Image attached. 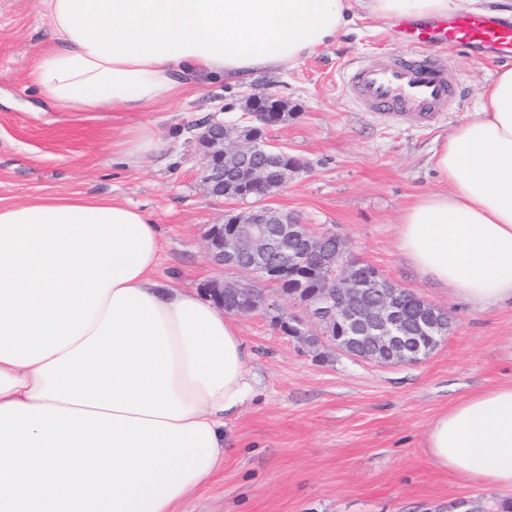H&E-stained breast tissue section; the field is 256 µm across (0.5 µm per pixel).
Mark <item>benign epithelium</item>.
<instances>
[{
  "label": "benign epithelium",
  "instance_id": "obj_1",
  "mask_svg": "<svg viewBox=\"0 0 512 512\" xmlns=\"http://www.w3.org/2000/svg\"><path fill=\"white\" fill-rule=\"evenodd\" d=\"M244 125L226 126L209 121L201 127L198 141L204 148L207 166L203 182L214 197L256 200L247 220L225 215L224 223L209 227L206 240L213 262L249 272L252 278L237 283L213 280L209 284L215 300L224 303V293L234 295L236 306L230 312L247 314L275 306L274 296L262 283H278L291 268H299V258L290 255L288 263L273 268L264 258L274 239L290 219L268 205L269 198L282 189L291 170L281 172L279 183L267 185L268 167L281 165L287 153L275 150L267 141V131L282 123L285 102L275 93L252 94L246 98ZM235 155L250 161L239 170L227 172L224 159ZM306 255L324 272L315 299L304 305L308 317L323 329L322 336L307 337L308 343L325 337L348 355L371 362L417 363L423 358L413 336L406 334L407 312L395 301L401 285L384 278L374 268L352 256L344 240L333 233H316L303 225ZM417 327L436 334L435 314L422 306L414 309Z\"/></svg>",
  "mask_w": 512,
  "mask_h": 512
}]
</instances>
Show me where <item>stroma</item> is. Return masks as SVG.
<instances>
[{"instance_id":"1","label":"stroma","mask_w":512,"mask_h":512,"mask_svg":"<svg viewBox=\"0 0 512 512\" xmlns=\"http://www.w3.org/2000/svg\"><path fill=\"white\" fill-rule=\"evenodd\" d=\"M350 17L336 42L292 68L245 83L197 77L176 103L91 118L45 106L29 81L33 61L56 45L44 0H0V207L46 195L112 199L157 224L159 278L200 292L215 279L246 280L209 256V226L246 204L207 192L196 135L213 118L236 123L246 95L270 91L286 101L288 118L267 137L299 163L271 207L315 232H335L352 254L448 316L447 333L420 362L377 364L331 344L310 347L306 336L321 333L313 322L298 336L285 331L303 313L288 297L235 315L258 393L228 423L219 470L175 512H503L512 504V489L461 479L423 452L439 414L512 382V302L470 309L422 279L397 242L412 201L448 191L432 156L479 111L500 66L464 49L442 51L462 77L451 112L428 125L367 112L344 75L408 47L361 6ZM141 127L162 147L132 162L114 144Z\"/></svg>"}]
</instances>
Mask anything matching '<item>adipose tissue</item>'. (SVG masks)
I'll return each instance as SVG.
<instances>
[{
    "mask_svg": "<svg viewBox=\"0 0 512 512\" xmlns=\"http://www.w3.org/2000/svg\"><path fill=\"white\" fill-rule=\"evenodd\" d=\"M59 41L31 73L67 112L170 103L192 76L249 80L335 42L348 0H45ZM378 18L454 0H362ZM446 193L419 196L398 245L473 309L512 301V67L434 154ZM142 211L42 196L0 208V512H174L224 461L255 394L222 308L157 277ZM437 467L512 487V384L440 415Z\"/></svg>",
    "mask_w": 512,
    "mask_h": 512,
    "instance_id": "obj_1",
    "label": "adipose tissue"
}]
</instances>
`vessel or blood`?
Instances as JSON below:
<instances>
[{"instance_id": "obj_1", "label": "vessel or blood", "mask_w": 512, "mask_h": 512, "mask_svg": "<svg viewBox=\"0 0 512 512\" xmlns=\"http://www.w3.org/2000/svg\"><path fill=\"white\" fill-rule=\"evenodd\" d=\"M401 37L414 54L375 60L346 76L348 89L369 111L430 121L451 111L459 73L429 54L432 46L467 48L488 58L512 59V22L477 13H456L435 21L399 20Z\"/></svg>"}]
</instances>
